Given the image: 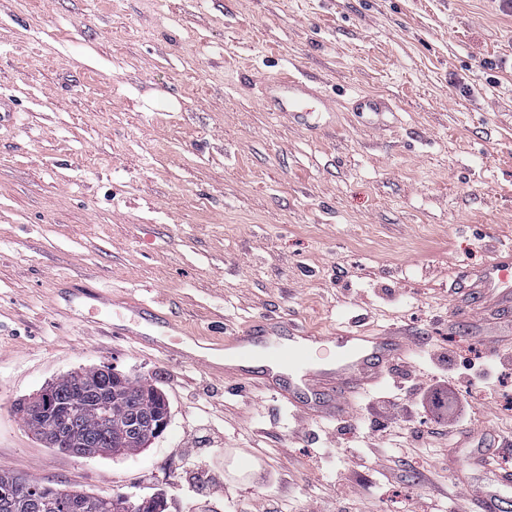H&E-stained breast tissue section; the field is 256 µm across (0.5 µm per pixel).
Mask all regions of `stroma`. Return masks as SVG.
Segmentation results:
<instances>
[{
    "label": "stroma",
    "instance_id": "35a3bbf8",
    "mask_svg": "<svg viewBox=\"0 0 512 512\" xmlns=\"http://www.w3.org/2000/svg\"><path fill=\"white\" fill-rule=\"evenodd\" d=\"M314 80L320 130L270 111L266 82ZM385 94L381 130L345 107ZM0 474L93 496L163 495L167 512H307L349 493L384 512L475 498L465 451L512 435V355L498 378L446 371L512 343V313L459 321L452 289L512 247V8L501 0H0ZM68 288L160 302L200 344L265 315L330 332L360 319L415 343L418 381L468 404L377 429L395 372L343 423L270 393L225 391L182 360L113 336ZM107 364L164 394L170 421L133 455L81 459L14 413ZM397 448L386 465L365 447Z\"/></svg>",
    "mask_w": 512,
    "mask_h": 512
}]
</instances>
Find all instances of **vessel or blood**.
<instances>
[{
  "mask_svg": "<svg viewBox=\"0 0 512 512\" xmlns=\"http://www.w3.org/2000/svg\"><path fill=\"white\" fill-rule=\"evenodd\" d=\"M271 111L301 119L328 112L332 101L313 82L288 73L265 86ZM349 111L364 115L369 124L386 125L397 112L396 103L379 94H356ZM73 298L92 305H111L112 331L168 358L179 354L178 336L184 328L164 316L157 303L129 299L110 302L105 292L77 288ZM512 307V253L478 268L454 288L452 312L467 319L475 304ZM411 351L403 337L378 329L321 332L300 329L266 317L225 337L214 353L189 354V362L203 372L223 379L233 391L261 387L308 420H337L351 414L357 400L368 395L386 372ZM486 496L500 512H512V470L498 469L492 460L482 462Z\"/></svg>",
  "mask_w": 512,
  "mask_h": 512,
  "instance_id": "vessel-or-blood-1",
  "label": "vessel or blood"
}]
</instances>
